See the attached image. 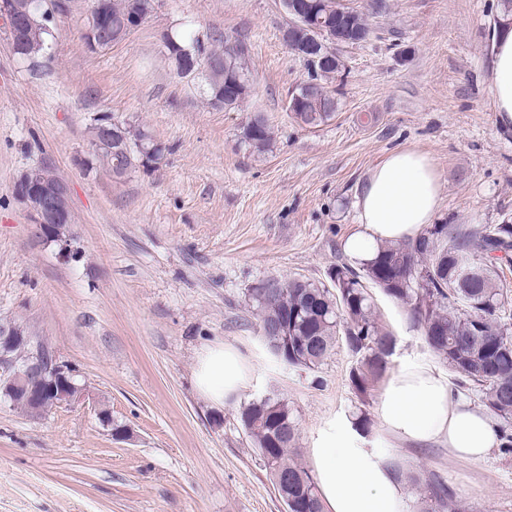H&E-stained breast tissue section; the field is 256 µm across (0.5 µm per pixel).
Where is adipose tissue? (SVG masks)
<instances>
[{
  "mask_svg": "<svg viewBox=\"0 0 512 512\" xmlns=\"http://www.w3.org/2000/svg\"><path fill=\"white\" fill-rule=\"evenodd\" d=\"M490 75L494 110L512 123V28L492 26ZM441 178L425 154L400 149L370 170L357 197L358 230L346 242L354 263L373 258L385 243L416 237L439 209ZM248 382L246 362L237 348L214 345L195 369L198 390L221 403ZM385 433L399 445L438 443L454 456L482 460L500 440L493 418L454 391L433 365L409 360L388 380L378 409ZM323 512H409L408 494L390 459L361 446L349 420L328 421L308 450Z\"/></svg>",
  "mask_w": 512,
  "mask_h": 512,
  "instance_id": "obj_1",
  "label": "adipose tissue"
}]
</instances>
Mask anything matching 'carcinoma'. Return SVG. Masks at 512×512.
I'll return each mask as SVG.
<instances>
[{"label": "carcinoma", "mask_w": 512, "mask_h": 512, "mask_svg": "<svg viewBox=\"0 0 512 512\" xmlns=\"http://www.w3.org/2000/svg\"><path fill=\"white\" fill-rule=\"evenodd\" d=\"M153 0H97L96 18L106 27L119 28L138 4L141 18L152 9ZM332 18L341 17L346 27L362 40L372 34L369 16L385 8V0H369L355 10L342 0H309ZM41 31L19 56L31 59L45 45ZM285 46L303 58L310 78L329 100L318 116L302 118L306 125L320 127L335 117L336 98L328 85L344 70L342 60L324 65L309 51L308 32L283 34ZM200 52L222 61L221 68L205 76L207 100L228 95L226 109H235L250 94L247 61L249 44L232 35L207 36L186 30L173 35L168 60L184 73L180 60L187 52ZM241 140L252 151L266 152L273 132L266 120L256 115L242 127ZM169 147L159 142L149 155L132 141L119 160L120 174L137 167L159 166ZM512 261V224H427L413 239L386 243L374 257L356 268L348 263L328 268V283L289 278L277 287L261 283L250 290L249 300L259 321L261 336L272 354L292 367L315 370L322 366L342 336L355 358L350 371L352 387L364 395L392 369L394 336L376 316L369 286H374L406 309L421 331L426 345L448 364L455 386L474 391L497 417L506 446L512 447V285L497 266ZM0 399L30 414L48 408L27 407L25 399L3 393ZM239 419L258 455L268 468L273 484L286 505V512H323L311 473L298 461L299 426L288 401L265 397L240 406ZM417 495L419 512H462L453 489L441 478L401 472Z\"/></svg>", "instance_id": "carcinoma-1"}]
</instances>
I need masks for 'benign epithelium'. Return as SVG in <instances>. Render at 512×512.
Returning <instances> with one entry per match:
<instances>
[{
	"mask_svg": "<svg viewBox=\"0 0 512 512\" xmlns=\"http://www.w3.org/2000/svg\"><path fill=\"white\" fill-rule=\"evenodd\" d=\"M284 8L290 17L288 27L300 25L305 21L304 13L307 6L300 0H284ZM23 8L16 0H0V17H6L9 23L13 53H18V43L25 31L26 19L22 16ZM85 45L98 51L112 46V37L92 21L82 31ZM322 109L323 104L318 95L315 83H306L303 93H294V99L288 101L293 113L305 111V105ZM99 136L90 142V154L114 149L120 151L127 144L129 135L118 123L112 122L109 115L100 116L98 125ZM15 193L34 215L32 227L34 238L39 242H57L68 246L71 224L70 188L58 177L47 175L38 166L26 171L15 185ZM66 376L65 369L59 363L37 350L29 353L28 360L20 364L8 352L0 350V387L12 393H24L35 406L50 398L54 406L75 405L86 401L89 394L86 388L78 383L53 390L46 389L32 381V377Z\"/></svg>",
	"mask_w": 512,
	"mask_h": 512,
	"instance_id": "benign-epithelium-1",
	"label": "benign epithelium"
}]
</instances>
